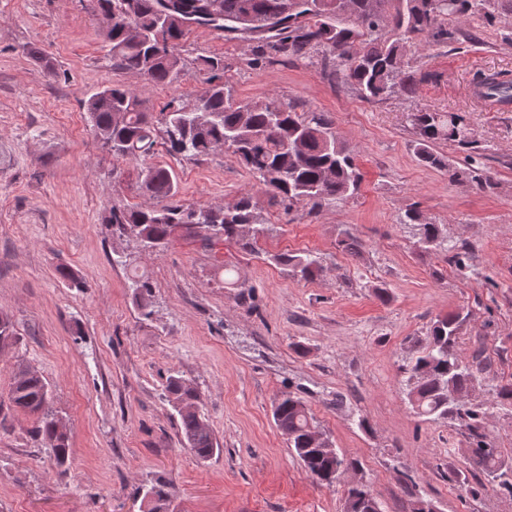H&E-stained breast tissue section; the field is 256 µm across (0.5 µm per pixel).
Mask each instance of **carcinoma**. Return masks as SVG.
<instances>
[{"label": "carcinoma", "mask_w": 512, "mask_h": 512, "mask_svg": "<svg viewBox=\"0 0 512 512\" xmlns=\"http://www.w3.org/2000/svg\"><path fill=\"white\" fill-rule=\"evenodd\" d=\"M93 12L112 16L104 29L105 59L112 71L133 73L154 85L173 86L183 70L182 52L192 25L206 26L229 39L251 42L248 64L273 67L306 61L352 86L365 101L393 96L411 97L419 83L418 70L406 61L417 43L452 44L461 30L448 19L477 18L489 26L501 14H512V0H87ZM205 87L191 101L172 100L155 113L136 91L110 82L84 103L97 139L112 157L138 160L162 147L174 158L199 160L218 149L230 153L263 185L274 200L290 209L314 211L326 202L354 196L361 174L353 152L338 136L325 112H298L276 97L238 99L227 84L231 64L222 56L199 59ZM476 84L512 100V78L500 73L479 77ZM415 136L418 162L446 170L452 180L462 177L448 169L438 146L469 145L472 132L463 116L454 112L418 109L407 114ZM146 197L140 206H112L105 223L112 235L156 250L185 237L210 247L219 243L258 255V239L265 226L257 203L249 194L224 207L184 205L175 200L176 174L151 165L137 174ZM400 223L410 227L420 252L464 263V247L448 244L439 224L424 221L409 210ZM269 260L296 278L311 281L323 272L320 257L307 252L276 253ZM137 306L144 316L152 297V283L144 275L132 280ZM460 314L437 318L427 338L404 365L407 397L413 412L427 420L443 419L464 436L470 465L486 475L505 494L512 495V468L502 466L496 439L488 433L490 410L512 417V383H500L494 400L466 405L484 371L477 355L470 362L457 352ZM16 343L14 324L0 311V350ZM165 391L180 417V437L201 461L221 452L199 411L201 393L180 376L169 378ZM14 407L36 416L35 436L48 445L58 466L65 465L69 445L60 418L52 407L49 384L34 370L21 367L10 387ZM273 419L288 447L305 471L318 483L339 482V469H355L357 460L339 452L330 454L316 442L324 434L307 402L291 393L275 404ZM146 512H168L169 497L161 487L149 488ZM344 512H383L366 482L344 490Z\"/></svg>", "instance_id": "obj_1"}]
</instances>
